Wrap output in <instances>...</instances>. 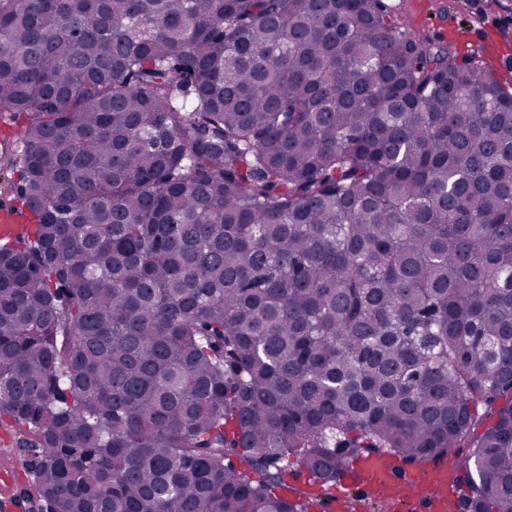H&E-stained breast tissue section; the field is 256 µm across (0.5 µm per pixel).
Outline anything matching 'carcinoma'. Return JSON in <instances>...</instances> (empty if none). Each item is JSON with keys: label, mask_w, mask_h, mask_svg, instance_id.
<instances>
[{"label": "carcinoma", "mask_w": 512, "mask_h": 512, "mask_svg": "<svg viewBox=\"0 0 512 512\" xmlns=\"http://www.w3.org/2000/svg\"><path fill=\"white\" fill-rule=\"evenodd\" d=\"M31 508L310 512L370 452L512 512V85L385 0H0ZM469 452L461 456L458 449Z\"/></svg>", "instance_id": "carcinoma-1"}]
</instances>
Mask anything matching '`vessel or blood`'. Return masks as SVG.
<instances>
[{"instance_id": "obj_1", "label": "vessel or blood", "mask_w": 512, "mask_h": 512, "mask_svg": "<svg viewBox=\"0 0 512 512\" xmlns=\"http://www.w3.org/2000/svg\"><path fill=\"white\" fill-rule=\"evenodd\" d=\"M351 476L359 495L368 501L384 499L392 512H455L457 499L448 493L450 466L432 464L406 470L390 456L363 457L352 467Z\"/></svg>"}]
</instances>
